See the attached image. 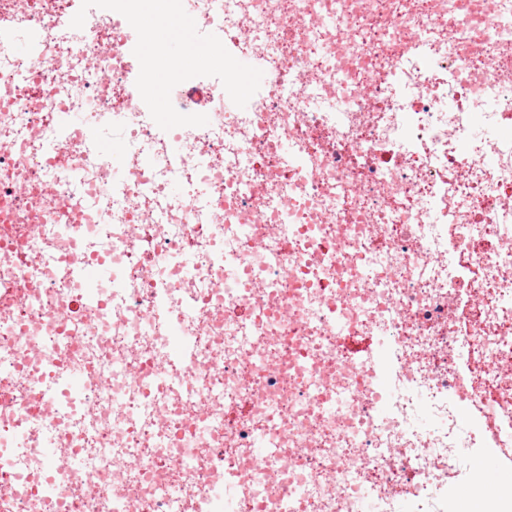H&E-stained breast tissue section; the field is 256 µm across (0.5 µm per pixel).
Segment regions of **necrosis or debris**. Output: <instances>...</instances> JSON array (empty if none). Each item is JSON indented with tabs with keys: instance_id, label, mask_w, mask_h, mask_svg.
Segmentation results:
<instances>
[{
	"instance_id": "obj_1",
	"label": "necrosis or debris",
	"mask_w": 512,
	"mask_h": 512,
	"mask_svg": "<svg viewBox=\"0 0 512 512\" xmlns=\"http://www.w3.org/2000/svg\"><path fill=\"white\" fill-rule=\"evenodd\" d=\"M81 3L0 0L18 512H460L452 482L473 512H512V487L467 466L512 451V0H192L263 79L244 112L217 78L180 83L209 123L169 131L135 87L134 29L97 7L71 28ZM114 126L138 163L118 183L98 147ZM90 262L109 296L76 279ZM49 444L87 459L80 490L51 480ZM83 274L96 282L103 296L110 293L112 288V277L109 267L102 263L87 264L82 268Z\"/></svg>"
}]
</instances>
